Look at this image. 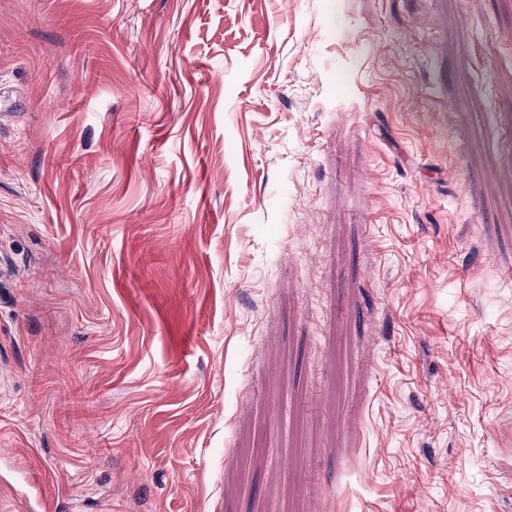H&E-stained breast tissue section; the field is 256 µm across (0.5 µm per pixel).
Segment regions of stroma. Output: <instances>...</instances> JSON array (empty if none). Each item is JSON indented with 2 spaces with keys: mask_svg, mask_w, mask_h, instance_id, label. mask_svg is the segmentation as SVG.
<instances>
[{
  "mask_svg": "<svg viewBox=\"0 0 512 512\" xmlns=\"http://www.w3.org/2000/svg\"><path fill=\"white\" fill-rule=\"evenodd\" d=\"M0 512H512V0H0Z\"/></svg>",
  "mask_w": 512,
  "mask_h": 512,
  "instance_id": "obj_1",
  "label": "stroma"
}]
</instances>
